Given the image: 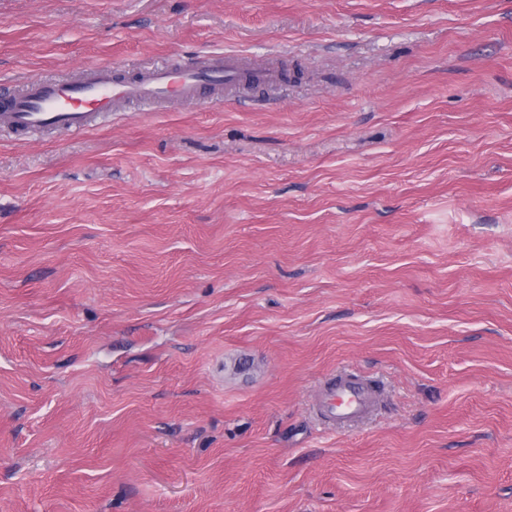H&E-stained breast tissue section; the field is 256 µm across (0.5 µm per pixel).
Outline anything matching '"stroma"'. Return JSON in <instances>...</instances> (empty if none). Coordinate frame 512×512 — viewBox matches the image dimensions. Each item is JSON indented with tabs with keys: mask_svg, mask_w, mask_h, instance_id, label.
Returning <instances> with one entry per match:
<instances>
[{
	"mask_svg": "<svg viewBox=\"0 0 512 512\" xmlns=\"http://www.w3.org/2000/svg\"><path fill=\"white\" fill-rule=\"evenodd\" d=\"M214 50L0 126V512H512V0H0V94ZM121 69L94 66L79 82L27 81L25 89L0 96V119L22 134L55 129L71 134L87 130L101 115L115 112L119 104L150 106L160 102L222 98L245 72L260 85L279 83L283 73L275 68L245 69L237 55L213 53L203 65L161 64L133 79ZM225 82V83H224ZM208 92V93H205ZM314 406L328 422L351 424L365 419L375 410L376 394L363 378L340 374L327 380Z\"/></svg>",
	"mask_w": 512,
	"mask_h": 512,
	"instance_id": "35a3bbf8",
	"label": "stroma"
}]
</instances>
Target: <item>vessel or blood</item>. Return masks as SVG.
Listing matches in <instances>:
<instances>
[{
  "mask_svg": "<svg viewBox=\"0 0 512 512\" xmlns=\"http://www.w3.org/2000/svg\"><path fill=\"white\" fill-rule=\"evenodd\" d=\"M260 85L281 82L275 68L245 69L239 56L213 53L204 64H161L128 79L120 69L95 66L79 82H48L33 78L20 93L0 97V121L22 134L55 129L77 134L87 130L101 115L116 106L135 103L221 98L243 74ZM376 407L369 382L354 374L330 377L315 403L318 414L331 423L351 424L368 417Z\"/></svg>",
  "mask_w": 512,
  "mask_h": 512,
  "instance_id": "1",
  "label": "vessel or blood"
}]
</instances>
